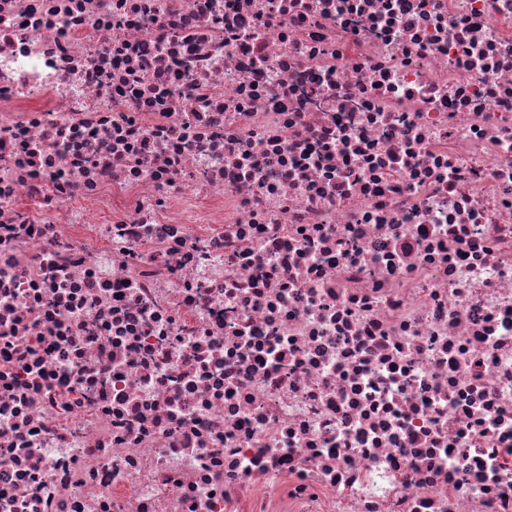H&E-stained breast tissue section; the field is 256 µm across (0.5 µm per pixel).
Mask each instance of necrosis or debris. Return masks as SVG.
<instances>
[{
    "mask_svg": "<svg viewBox=\"0 0 512 512\" xmlns=\"http://www.w3.org/2000/svg\"><path fill=\"white\" fill-rule=\"evenodd\" d=\"M0 512H512V0H0Z\"/></svg>",
    "mask_w": 512,
    "mask_h": 512,
    "instance_id": "necrosis-or-debris-1",
    "label": "necrosis or debris"
}]
</instances>
